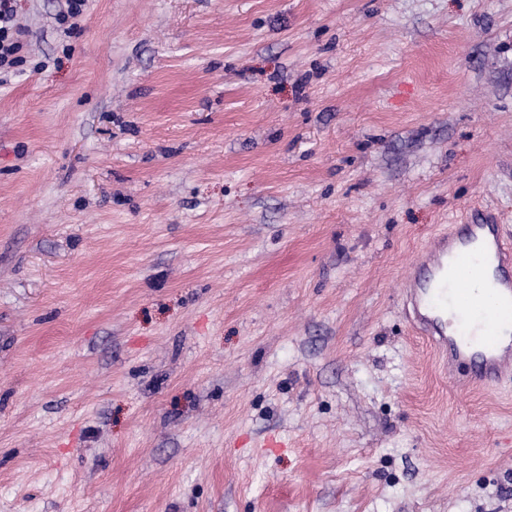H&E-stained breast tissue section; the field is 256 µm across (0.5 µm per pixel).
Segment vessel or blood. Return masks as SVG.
I'll list each match as a JSON object with an SVG mask.
<instances>
[{"mask_svg": "<svg viewBox=\"0 0 512 512\" xmlns=\"http://www.w3.org/2000/svg\"><path fill=\"white\" fill-rule=\"evenodd\" d=\"M410 326L460 390L512 374V241L481 216L436 237L403 287Z\"/></svg>", "mask_w": 512, "mask_h": 512, "instance_id": "vessel-or-blood-1", "label": "vessel or blood"}]
</instances>
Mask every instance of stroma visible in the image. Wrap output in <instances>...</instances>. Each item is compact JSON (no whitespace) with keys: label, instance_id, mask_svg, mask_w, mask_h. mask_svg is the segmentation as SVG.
Segmentation results:
<instances>
[{"label":"stroma","instance_id":"35a3bbf8","mask_svg":"<svg viewBox=\"0 0 512 512\" xmlns=\"http://www.w3.org/2000/svg\"><path fill=\"white\" fill-rule=\"evenodd\" d=\"M18 0L0 512H512V376L402 282L512 234V0ZM65 2V9L55 19L57 27L68 35L77 28L76 20L83 15L87 0H66Z\"/></svg>","mask_w":512,"mask_h":512}]
</instances>
